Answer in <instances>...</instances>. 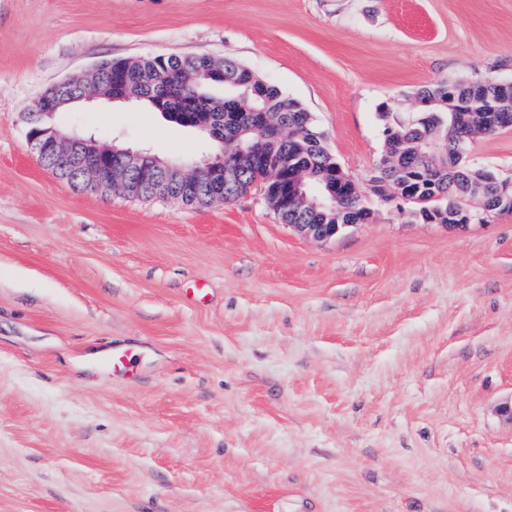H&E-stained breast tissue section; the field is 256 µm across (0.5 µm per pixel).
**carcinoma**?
Listing matches in <instances>:
<instances>
[{"label": "carcinoma", "mask_w": 512, "mask_h": 512, "mask_svg": "<svg viewBox=\"0 0 512 512\" xmlns=\"http://www.w3.org/2000/svg\"><path fill=\"white\" fill-rule=\"evenodd\" d=\"M112 93L130 97L204 135L208 131L203 125L207 124L226 143L227 150L248 140L267 154L266 162L244 173L227 189L226 202L247 194L257 177L267 175L269 167L291 161L295 171L303 173L310 183L318 182L328 168L322 131L313 122L306 131L296 123L295 113L304 111L301 104L233 58L170 54L119 59L112 62ZM417 96L423 104L421 115L436 113L443 118L442 157L435 162L419 149L415 129L421 127L420 123L397 124L396 133L386 142V169L374 180L373 190H397L399 173L407 179L431 175L435 177L431 188L409 193L406 202L415 213L429 216L439 209L437 194L450 203L467 199L471 167L461 156L458 144L479 130L484 113L512 116V84L476 80L459 83L450 92L448 84L441 83L418 90ZM253 112L265 113V123L274 127L277 138L239 136L243 126L252 124ZM373 215L361 197L344 194L334 210L298 203L294 209L281 212L280 220L284 224H367Z\"/></svg>", "instance_id": "1"}]
</instances>
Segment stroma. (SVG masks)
Instances as JSON below:
<instances>
[{"mask_svg":"<svg viewBox=\"0 0 512 512\" xmlns=\"http://www.w3.org/2000/svg\"><path fill=\"white\" fill-rule=\"evenodd\" d=\"M169 54L300 102L368 199L381 106L512 81V0H0V512H512V214L451 231L378 202L315 242L255 192L147 202L38 164L24 114L48 87ZM57 123L217 152L135 104ZM466 161L512 178V129Z\"/></svg>","mask_w":512,"mask_h":512,"instance_id":"obj_1","label":"stroma"}]
</instances>
